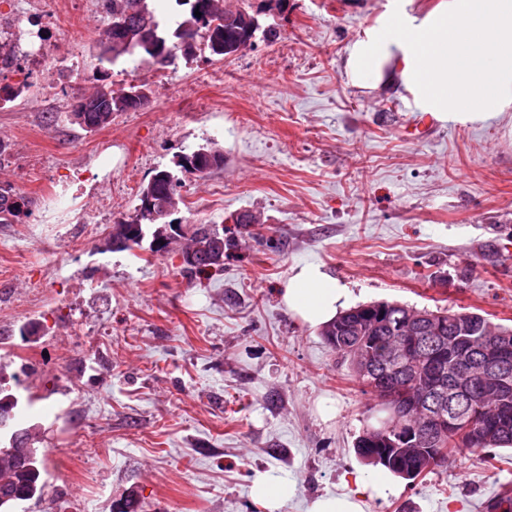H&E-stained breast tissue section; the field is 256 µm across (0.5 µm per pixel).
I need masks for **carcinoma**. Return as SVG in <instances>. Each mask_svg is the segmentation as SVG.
<instances>
[{
    "instance_id": "1",
    "label": "carcinoma",
    "mask_w": 512,
    "mask_h": 512,
    "mask_svg": "<svg viewBox=\"0 0 512 512\" xmlns=\"http://www.w3.org/2000/svg\"><path fill=\"white\" fill-rule=\"evenodd\" d=\"M149 0H103L105 24L98 44L100 62L115 65L125 57L136 62H149L162 67L174 63L177 55L189 59L202 45L219 60L239 52L247 35L241 26L224 23L228 11L224 0H176L184 7L174 25L161 26ZM201 16H195V12ZM109 73L99 70L93 77L92 92L77 97L69 104L67 120L84 130L101 129L112 122V113L126 112L143 106L148 95L143 86L128 84L119 90L112 89ZM180 172L203 178L213 169L224 164V155L209 146H202L180 156ZM155 206H175L169 190L182 187V179L168 169H158L151 177ZM138 205L134 215L112 225L104 241L103 250L110 252L131 251L141 246L150 224H162L164 219H149L141 210L144 197L137 195ZM35 200L0 184V224H13L31 214ZM190 234L173 233L168 243L184 241L181 251H194L195 261L185 264L186 275L199 277L221 269L216 259L224 258V246H217L211 235H220L211 224H193ZM418 312V309L394 302L362 304L341 312L336 319L323 327L322 336L336 354L348 363L351 376L365 394L376 397V412L381 415L378 428L402 430L406 421L395 418L393 406L399 393L381 384L370 382L364 364L370 363L380 372L394 375V380L404 387L417 384L404 372L390 366L394 337L400 321ZM438 314L444 321L443 338L448 342L457 337L472 341L465 354L445 358L439 362L440 372L448 387L456 388L450 398L447 412L463 425H470L477 432L487 434L483 441L466 442L455 434L429 435L421 429L413 436V446L390 448L383 435H371L364 430L359 436L355 451L359 458L371 465H381L395 476L415 481L422 474L448 459L454 452L480 450L485 458L492 457L491 450L512 447V390L508 397L492 399L484 393L483 377L476 367L479 356L478 342L490 339L500 343L507 354V364L512 372V328L495 324L477 312L439 309L428 311ZM3 365L0 364V414L7 413L18 420L19 398L13 389L3 384ZM40 443L36 427H30L22 446L0 444V512H17L28 501L41 500L47 487L44 478L46 450Z\"/></svg>"
}]
</instances>
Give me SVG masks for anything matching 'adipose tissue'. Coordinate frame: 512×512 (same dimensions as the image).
<instances>
[{"label":"adipose tissue","instance_id":"1","mask_svg":"<svg viewBox=\"0 0 512 512\" xmlns=\"http://www.w3.org/2000/svg\"><path fill=\"white\" fill-rule=\"evenodd\" d=\"M358 88L400 86L420 107L482 122L512 107V0H441L422 20L385 12L346 48ZM350 291L325 266L291 269L279 290L288 313L320 328L346 307Z\"/></svg>","mask_w":512,"mask_h":512}]
</instances>
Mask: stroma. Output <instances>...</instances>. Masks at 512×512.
Returning <instances> with one entry per match:
<instances>
[{
	"mask_svg": "<svg viewBox=\"0 0 512 512\" xmlns=\"http://www.w3.org/2000/svg\"><path fill=\"white\" fill-rule=\"evenodd\" d=\"M0 0V13L40 26L47 71L16 56L0 86L30 78L0 103V183L36 200L0 224V336L11 340L47 452L66 449L71 479L48 471L30 512H264L260 477L290 483L280 512L370 481L355 453L376 424L321 329L293 319L278 291L292 266L319 262L357 306L397 302L468 310L512 325V109L487 122L439 121L404 136L416 107L402 88L347 79L346 46L393 0H250L275 28L246 52L207 51L166 72L111 67L115 87L149 101L86 131L63 114L88 92L102 0ZM217 146L222 167L185 177L176 224L224 229V266L187 280L178 249L104 250L99 225L132 211L155 170ZM64 195L70 208L51 199ZM250 213L253 223L232 224ZM36 325L33 336L21 335ZM336 407L322 420L319 400ZM512 483V451H462L414 484L365 497V512H493Z\"/></svg>",
	"mask_w": 512,
	"mask_h": 512,
	"instance_id": "1",
	"label": "stroma"
}]
</instances>
